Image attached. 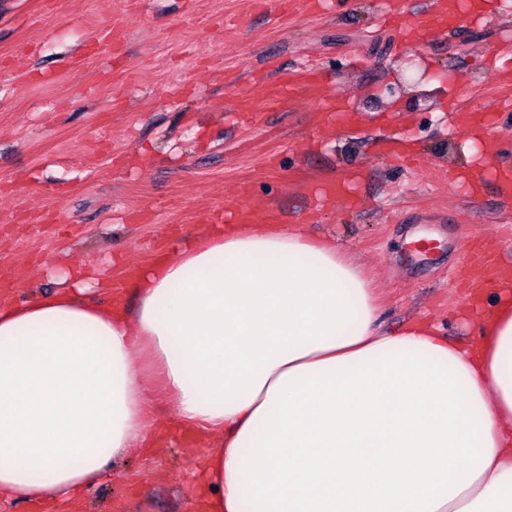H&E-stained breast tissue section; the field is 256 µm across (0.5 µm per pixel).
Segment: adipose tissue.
<instances>
[{
    "instance_id": "adipose-tissue-1",
    "label": "adipose tissue",
    "mask_w": 512,
    "mask_h": 512,
    "mask_svg": "<svg viewBox=\"0 0 512 512\" xmlns=\"http://www.w3.org/2000/svg\"><path fill=\"white\" fill-rule=\"evenodd\" d=\"M100 305L72 265L0 306V498L59 502L174 421L204 456L208 512H512V291L466 346L416 319L388 335L335 241L281 224L176 239Z\"/></svg>"
}]
</instances>
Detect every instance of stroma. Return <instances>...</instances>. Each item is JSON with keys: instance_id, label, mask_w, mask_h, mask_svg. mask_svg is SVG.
Here are the masks:
<instances>
[{"instance_id": "obj_1", "label": "stroma", "mask_w": 512, "mask_h": 512, "mask_svg": "<svg viewBox=\"0 0 512 512\" xmlns=\"http://www.w3.org/2000/svg\"><path fill=\"white\" fill-rule=\"evenodd\" d=\"M384 2L284 17L279 0H0V303L56 290L75 262L125 280L173 236L245 203L334 239L376 289L382 330L425 318L469 344L475 322L449 273L473 238L512 256L496 181L512 165V111H498L489 75L512 56V8L489 0L493 19L454 32L436 26L440 0H401L421 31L406 44L381 25ZM114 24L125 42L102 50L96 36ZM414 53L426 77L407 86ZM306 67L346 119L319 122V101L297 95L237 121L238 87ZM452 103L496 112L495 130L457 131ZM452 166L481 183L478 196L449 184ZM334 181L359 209L319 196ZM415 235L434 238L429 254L414 253ZM148 415L152 449L52 512H195L205 449L187 452L168 395Z\"/></svg>"}]
</instances>
